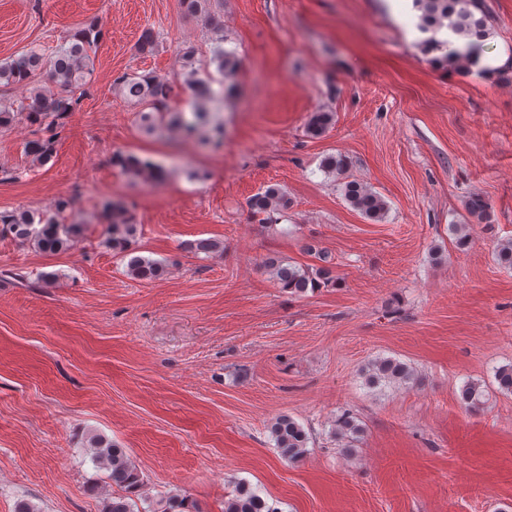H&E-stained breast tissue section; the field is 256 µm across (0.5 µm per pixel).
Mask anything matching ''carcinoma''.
I'll list each match as a JSON object with an SVG mask.
<instances>
[{"label": "carcinoma", "mask_w": 512, "mask_h": 512, "mask_svg": "<svg viewBox=\"0 0 512 512\" xmlns=\"http://www.w3.org/2000/svg\"><path fill=\"white\" fill-rule=\"evenodd\" d=\"M413 8L419 12L417 28L424 34L420 42L421 51L431 57V62L441 67L470 70L478 68L482 75L495 74L498 67L481 65L485 42L492 34L490 16L483 0H412ZM447 30L458 39L468 40L467 49L462 51L455 43L437 37ZM103 31L97 21L91 20L76 28L55 51L44 55L32 48L21 55L0 63V87L23 85L30 87L29 95L9 105L0 104V132L7 131L18 122L33 127L34 137L24 146V152L41 165L53 157L54 145L66 120L81 105L94 71L91 56L93 47L102 38ZM159 35L151 28L142 30L136 43V50L143 56L153 54L158 46ZM224 39L217 41L214 61L224 74L227 87L225 95L233 94V78L240 60L236 53L221 47ZM196 50L192 46L183 49L181 66L185 78L182 89L194 100V120L189 122L183 113L170 108L169 102L177 92L175 86L150 73L124 74L117 78L115 88L123 98L137 108L138 125L145 131H154L163 124L175 125L193 134L204 123L206 113L200 111L203 102L211 99L208 81L197 77L192 69ZM334 123V113L319 111L312 113L307 132L319 138ZM112 165L121 172L140 177L147 182L160 183L166 177L165 170L158 164L137 155L116 151L112 154ZM344 199L366 219L378 222L385 218L389 204L372 188L356 181H344ZM291 206L288 192L271 185L258 192L249 200L253 215L267 223L275 221L274 215L285 217ZM74 207V200L61 197L56 200L54 210L39 213L31 209L15 208L0 212V236H9L21 244H29L47 255L69 252L84 233V225L66 222V214ZM469 216L479 220L490 217L489 204L478 194L469 197L465 204ZM102 214L107 219L104 244L112 254L126 262L127 274L136 280L151 282L165 275L166 265L158 260L136 254L135 243L139 225L129 215L125 204L106 201ZM322 265H293L277 257L266 259V266L272 271L277 286L291 294L301 295L309 289L333 287L336 277L326 266L328 255L321 250L309 248ZM414 378L413 370L404 362L392 358L375 361L366 376V385L403 384ZM484 396L480 385L468 382L461 392V401L466 407L476 409ZM337 438L348 441L360 432L354 418L344 412L334 421ZM274 447L280 455L295 461L308 454L309 437L303 427L289 416H281L270 427ZM87 454L98 469L109 472V479L117 491L105 499L103 512H135L134 497L144 487L139 468L130 458L126 449L118 448L100 435H92L87 441ZM187 500L178 494H167L149 505L150 512H186ZM223 512H278L244 482L236 483L231 493L224 498Z\"/></svg>", "instance_id": "carcinoma-1"}]
</instances>
